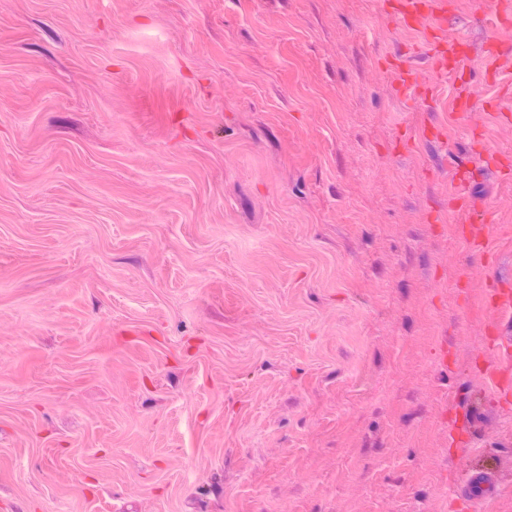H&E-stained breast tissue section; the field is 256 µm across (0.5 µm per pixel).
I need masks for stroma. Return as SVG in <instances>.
<instances>
[{"instance_id":"1","label":"stroma","mask_w":512,"mask_h":512,"mask_svg":"<svg viewBox=\"0 0 512 512\" xmlns=\"http://www.w3.org/2000/svg\"><path fill=\"white\" fill-rule=\"evenodd\" d=\"M490 0L448 26L479 72ZM378 0H0V512H512V97ZM437 129L439 140L426 133ZM480 404L475 436L459 429ZM448 1H392L386 14L394 19L391 29L394 33H417L423 37L422 47L429 68L438 75L452 77L459 84L458 108L464 110L484 101L486 83L471 76L468 56L462 50L464 40L447 37L451 15ZM400 86L410 91L414 97L428 96L432 90L423 72L414 66L398 68ZM453 183L456 190L453 194L456 208L468 214L469 224H491V213L486 206L478 205L475 216L470 212L471 186L479 179V170L470 168L465 163L455 161L452 167ZM495 473L491 468L476 469L468 476L464 494L471 500H481L488 497L495 485Z\"/></svg>"}]
</instances>
